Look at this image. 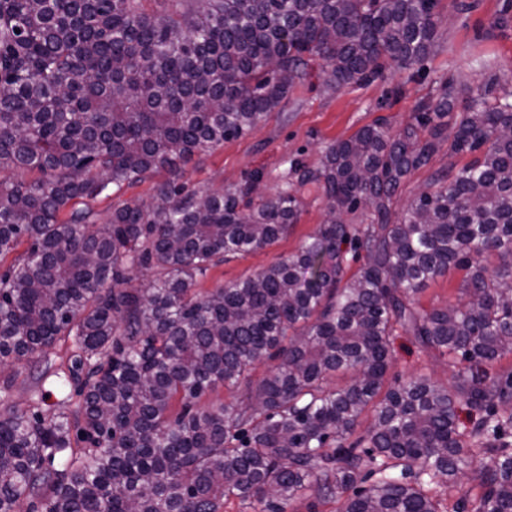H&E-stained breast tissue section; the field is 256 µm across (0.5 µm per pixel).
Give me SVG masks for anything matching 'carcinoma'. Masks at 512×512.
<instances>
[{"label": "carcinoma", "mask_w": 512, "mask_h": 512, "mask_svg": "<svg viewBox=\"0 0 512 512\" xmlns=\"http://www.w3.org/2000/svg\"><path fill=\"white\" fill-rule=\"evenodd\" d=\"M0 0V364L72 342L76 400L44 417L0 386V512H441L432 490L475 482V512H512V91L458 106L452 82L411 122L383 120L290 161L328 215L293 254L208 292L197 281L297 223L285 182L190 190L184 167L251 130L322 60L338 88L421 72L436 0ZM448 169L402 202L440 150ZM470 156L457 166L453 158ZM149 184L101 218L96 203ZM368 210L354 228L342 216ZM365 252L347 275L342 244ZM153 273L130 287L135 270ZM465 272L427 311L421 287ZM405 334L448 357L453 385L390 383ZM279 360L253 383L256 365ZM234 403H204L218 387ZM480 414L461 429L457 407ZM371 412L366 434L355 437ZM493 455L489 467L477 464ZM375 477L368 490L363 474Z\"/></svg>", "instance_id": "obj_1"}]
</instances>
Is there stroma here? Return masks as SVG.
I'll list each match as a JSON object with an SVG mask.
<instances>
[{"instance_id": "35a3bbf8", "label": "stroma", "mask_w": 512, "mask_h": 512, "mask_svg": "<svg viewBox=\"0 0 512 512\" xmlns=\"http://www.w3.org/2000/svg\"><path fill=\"white\" fill-rule=\"evenodd\" d=\"M439 0L437 45L421 74L389 69L375 81L336 88L327 81L320 63L309 76L293 85L287 97L245 135L226 141L211 153L194 159L184 179L192 188H233L261 173L263 195L280 190L288 177L290 159L318 167L327 146L351 137L360 128L385 119L390 130L401 129L412 118L416 104L435 94L441 79L454 81L464 96L486 85L512 88V0ZM299 219L274 245L211 269L197 286L212 289L260 271L289 254L327 217L324 198L313 187L300 190ZM40 360L33 357L0 370L11 379L9 400L44 414L59 410L65 397L62 379L37 381ZM451 383L446 360L421 348L412 337L394 341L390 377L406 382L419 374Z\"/></svg>"}]
</instances>
